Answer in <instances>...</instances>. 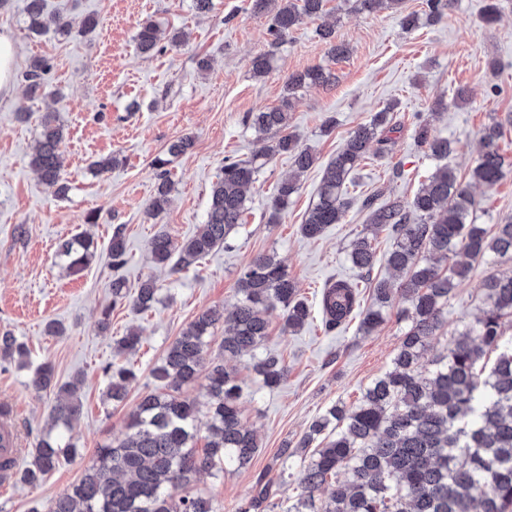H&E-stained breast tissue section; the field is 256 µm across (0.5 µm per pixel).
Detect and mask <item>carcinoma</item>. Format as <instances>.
Segmentation results:
<instances>
[{"label": "carcinoma", "mask_w": 512, "mask_h": 512, "mask_svg": "<svg viewBox=\"0 0 512 512\" xmlns=\"http://www.w3.org/2000/svg\"><path fill=\"white\" fill-rule=\"evenodd\" d=\"M254 2L255 9L269 14L271 50L252 63L253 77L261 79L274 69V48L304 19L320 17L326 0ZM402 3L356 0L357 9L369 14L381 9L398 13ZM449 3L425 0L426 22H439ZM25 13L31 33L75 31L67 17L46 11V0H26ZM98 25V19L88 15L75 32L86 37ZM316 35L329 45L331 57L347 53V47L336 42L333 25H321ZM136 39L144 54L159 49V31L152 23L140 26ZM49 69L45 59L33 62L26 74L31 93L45 90L44 75ZM335 80L333 73L316 66L291 74L286 89L291 93L302 87H324ZM291 108L287 95L278 107L244 116L243 123L269 143L249 159H224V169L211 187L204 224L179 243L157 233L150 242L156 264L169 265L173 272L187 270L227 246L231 233L242 224L256 175L272 156L287 153L295 174L276 186L269 203V223H280L289 199L300 188V176L316 162L288 132ZM393 110L390 105L373 113L327 163L317 198L300 226L304 237L315 239L329 225L342 223L350 204L346 182L370 149L382 153L390 134L400 129ZM503 127L504 122L498 121L482 129L481 150L465 183L448 162L456 153L455 144L435 135L428 119L414 117L415 139L443 164L410 201L391 194L377 206L379 192L363 199L362 208L369 216L349 246L348 261L359 278L369 275L376 260L375 238L386 230L393 236L387 266L402 279L397 284L377 282L373 302L364 310L359 282L340 279L327 285L320 301L324 329L338 330L358 314L359 330L369 336L385 322L397 295L409 304L403 311L408 327L391 367L366 387L357 403L330 406L296 445L284 444L281 472H286L293 457L302 462L299 493L288 512H512V343L503 341L502 331L503 320L512 319V219L491 227L475 223L476 200L470 190L473 183L493 187L508 176L509 167L498 147ZM63 139L58 114L44 113L30 164L42 183L58 195L67 189L60 154ZM192 144L191 136H182L153 159L158 183L147 204L151 215L163 213L169 202V156L186 152ZM57 253L68 269L77 271L97 259V242L80 235L62 241ZM108 255L115 271L127 263L120 228L112 234ZM482 263L491 271L483 279L474 322L452 336L444 351L430 353L434 338L447 324L454 290ZM110 288L112 304L103 308L99 320L104 331L110 327L113 306L128 301L134 310L144 312L158 299L159 288L152 279L144 280L134 295L121 276L112 278ZM236 294L230 307L199 313L168 346L153 370L164 391L141 397L129 414L124 437L95 449L71 491L52 499L45 510L32 512H215L209 498L188 492L196 477L219 476L229 467L245 468L259 448L256 435L241 421L243 388L224 361L249 356L262 384L278 387L288 369L278 355L264 348L269 316L282 311L285 334L298 333L310 316L286 265L274 254L251 260L237 281ZM219 324L224 325V336L219 354L213 356L210 346ZM140 343L139 333L131 331L115 341V350L131 352ZM491 353L496 358L490 364ZM27 355L17 337L0 335V361L27 368ZM103 373L108 378L106 398L114 404L123 402L137 380L135 369L109 363ZM202 376L209 396L204 410L180 394L182 387ZM53 381L51 364L32 370L34 389L44 390ZM82 384L76 376L60 386L48 431L28 466L18 470L21 480L36 484L59 466L61 458L75 454L71 444L62 442L61 432L70 430L81 415ZM202 432L206 445L199 453L195 442ZM273 486L268 473L259 474L236 512H274Z\"/></svg>", "instance_id": "obj_1"}]
</instances>
